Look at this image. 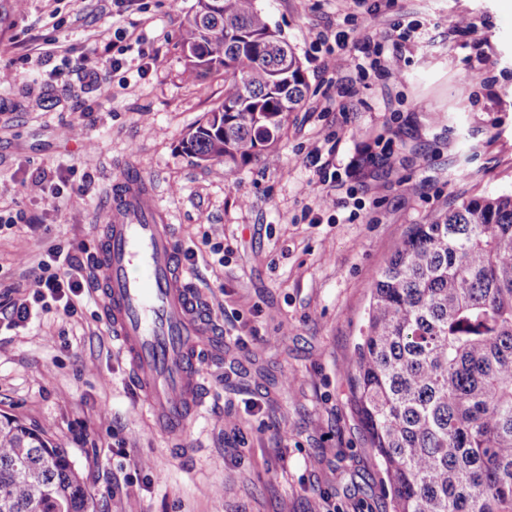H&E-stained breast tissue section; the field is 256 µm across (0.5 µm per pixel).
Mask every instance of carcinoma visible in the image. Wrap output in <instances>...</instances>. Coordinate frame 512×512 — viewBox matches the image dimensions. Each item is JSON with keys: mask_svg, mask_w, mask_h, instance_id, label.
<instances>
[{"mask_svg": "<svg viewBox=\"0 0 512 512\" xmlns=\"http://www.w3.org/2000/svg\"><path fill=\"white\" fill-rule=\"evenodd\" d=\"M181 44L195 76L224 71L187 154L230 171L272 156L309 86L255 0H197ZM347 375L393 512H512V194L463 199L396 243ZM0 512H91L67 450L8 416Z\"/></svg>", "mask_w": 512, "mask_h": 512, "instance_id": "1", "label": "carcinoma"}]
</instances>
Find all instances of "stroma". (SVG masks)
<instances>
[{
  "mask_svg": "<svg viewBox=\"0 0 512 512\" xmlns=\"http://www.w3.org/2000/svg\"><path fill=\"white\" fill-rule=\"evenodd\" d=\"M196 0H140L131 22L156 59L106 89L62 84L27 57L35 40L66 45L64 68L112 42V0H0V414L67 449L94 512H392L382 467L350 401L346 369L370 285L395 244L461 200L512 194V7L505 0H394L344 18L336 0H256L302 62L309 92L275 148L235 170L197 164L183 141L224 99V75L191 80L181 23ZM468 17L449 34L448 16ZM414 20L398 75L327 64L363 38H395ZM343 30L346 44L316 45ZM482 70L471 81L472 70ZM329 160L335 182L307 164ZM155 189L223 348L207 368L203 413L186 454L155 436L129 364L92 293L19 322L49 248L97 249L114 185ZM76 189L45 206L44 182ZM332 194L336 206L319 208Z\"/></svg>",
  "mask_w": 512,
  "mask_h": 512,
  "instance_id": "1",
  "label": "stroma"
}]
</instances>
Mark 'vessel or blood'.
I'll return each instance as SVG.
<instances>
[{
  "mask_svg": "<svg viewBox=\"0 0 512 512\" xmlns=\"http://www.w3.org/2000/svg\"><path fill=\"white\" fill-rule=\"evenodd\" d=\"M97 300L126 356L139 408L157 431H180L205 400V353L215 351L206 301L178 258L152 188L126 180L112 198L100 246Z\"/></svg>",
  "mask_w": 512,
  "mask_h": 512,
  "instance_id": "vessel-or-blood-1",
  "label": "vessel or blood"
}]
</instances>
